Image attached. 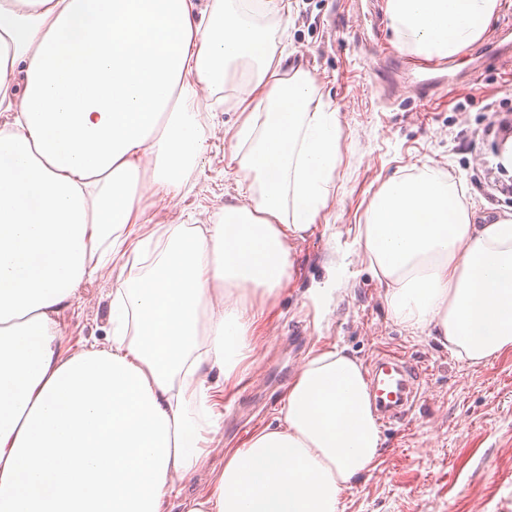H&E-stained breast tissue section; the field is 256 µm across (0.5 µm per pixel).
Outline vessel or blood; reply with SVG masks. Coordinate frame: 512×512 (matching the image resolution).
<instances>
[{
    "instance_id": "b4317fda",
    "label": "vessel or blood",
    "mask_w": 512,
    "mask_h": 512,
    "mask_svg": "<svg viewBox=\"0 0 512 512\" xmlns=\"http://www.w3.org/2000/svg\"><path fill=\"white\" fill-rule=\"evenodd\" d=\"M423 379L422 369L401 354L383 353L372 361L370 391L383 424L405 421L419 399Z\"/></svg>"
}]
</instances>
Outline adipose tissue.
<instances>
[{
    "mask_svg": "<svg viewBox=\"0 0 512 512\" xmlns=\"http://www.w3.org/2000/svg\"><path fill=\"white\" fill-rule=\"evenodd\" d=\"M289 0H0V512H167L207 460L257 320L336 198L342 126L269 22ZM500 0H385L391 43L445 60ZM236 194L217 223L143 233L212 125ZM356 243L389 314L470 367L512 355V212L424 164L382 181ZM109 271V344L64 353L60 312ZM382 437L361 362L297 371L276 421L224 451L185 512H340Z\"/></svg>",
    "mask_w": 512,
    "mask_h": 512,
    "instance_id": "1",
    "label": "adipose tissue"
}]
</instances>
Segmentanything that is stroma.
I'll list each match as a JSON object with an SVG mask.
<instances>
[{"instance_id": "obj_1", "label": "stroma", "mask_w": 512, "mask_h": 512, "mask_svg": "<svg viewBox=\"0 0 512 512\" xmlns=\"http://www.w3.org/2000/svg\"><path fill=\"white\" fill-rule=\"evenodd\" d=\"M355 2L290 0L291 47L340 112L339 193L298 241L293 280L263 322L242 382L224 398L217 437L233 445L277 417L311 349L335 344L366 364L396 351L421 365L423 397L406 423L383 428L380 463L346 493L343 512H512V357L470 367L395 323L354 242L376 186L423 163L462 177L479 210L512 211V173L493 163L501 134L512 132V55L492 60L482 40L442 63L436 95L423 98L413 77L425 62L412 57L401 68L387 15L367 33ZM234 118L219 113L189 194L142 197L152 223L218 220L236 193L224 164V127ZM111 300L108 273L80 286L60 317L67 346L106 344Z\"/></svg>"}]
</instances>
